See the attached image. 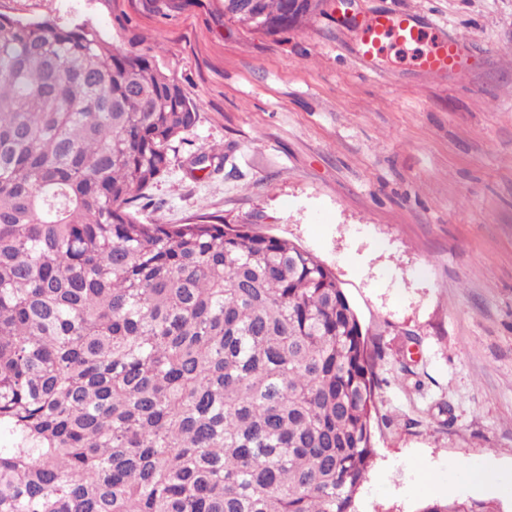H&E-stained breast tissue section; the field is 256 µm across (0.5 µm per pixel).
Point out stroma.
Segmentation results:
<instances>
[{"label": "stroma", "instance_id": "35a3bbf8", "mask_svg": "<svg viewBox=\"0 0 512 512\" xmlns=\"http://www.w3.org/2000/svg\"><path fill=\"white\" fill-rule=\"evenodd\" d=\"M423 42L360 59L374 14ZM150 51L199 112L132 206L147 224L206 215L288 240L334 272L380 345L375 455L354 512L450 500L512 512V0H352L269 36L224 0H0ZM467 45L463 72L416 61ZM211 166L197 171L196 156ZM488 470L492 482L464 475Z\"/></svg>", "mask_w": 512, "mask_h": 512}]
</instances>
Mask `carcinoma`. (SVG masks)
Segmentation results:
<instances>
[{"instance_id":"carcinoma-1","label":"carcinoma","mask_w":512,"mask_h":512,"mask_svg":"<svg viewBox=\"0 0 512 512\" xmlns=\"http://www.w3.org/2000/svg\"><path fill=\"white\" fill-rule=\"evenodd\" d=\"M288 2L224 16L279 34ZM198 119L149 54L0 13V512H353L381 347L336 276L130 211Z\"/></svg>"}]
</instances>
